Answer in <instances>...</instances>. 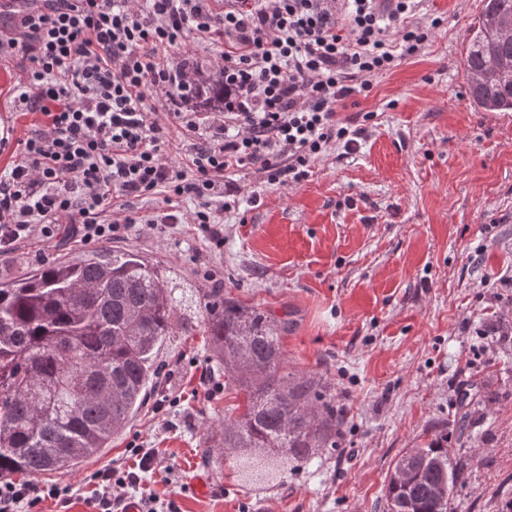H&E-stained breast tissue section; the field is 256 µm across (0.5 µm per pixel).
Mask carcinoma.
<instances>
[{
    "label": "carcinoma",
    "instance_id": "obj_1",
    "mask_svg": "<svg viewBox=\"0 0 512 512\" xmlns=\"http://www.w3.org/2000/svg\"><path fill=\"white\" fill-rule=\"evenodd\" d=\"M512 15V0H483L469 28L464 66L483 79L469 87L475 106L512 112V78L499 63L512 42L489 27ZM207 336L224 387L245 396L244 410L224 414V430L204 446L264 448L306 462L315 448L336 449L342 432L328 421L342 413L328 384L285 371L278 327L223 289L191 293L133 251L48 264L0 288V479L68 469L118 435L144 404L160 370L158 352L172 336ZM459 404V434L472 422L468 392ZM448 434L405 452L389 482L390 512H448L460 470L450 467Z\"/></svg>",
    "mask_w": 512,
    "mask_h": 512
}]
</instances>
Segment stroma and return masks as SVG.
Returning a JSON list of instances; mask_svg holds the SVG:
<instances>
[{
	"label": "stroma",
	"instance_id": "obj_1",
	"mask_svg": "<svg viewBox=\"0 0 512 512\" xmlns=\"http://www.w3.org/2000/svg\"><path fill=\"white\" fill-rule=\"evenodd\" d=\"M481 9L482 0H421L408 22L429 29L422 49L371 76L338 111L363 131L354 149L329 145L306 180L264 187L256 203V176L237 172L240 206L224 216L223 253H211L192 224L147 229L144 217L166 206L160 195L131 199L136 224L113 245L185 285L217 283L288 319L286 368L323 378L342 399V448L316 449L297 466L276 454L269 475L245 479L240 462L263 449L203 447L244 399L208 394L218 370L203 337L174 336L159 361L177 405L155 410L149 394L110 448L42 475L71 486L67 506L48 500L29 512H94V473L134 466V440L154 450L157 466L131 497L171 500L179 512H388L397 459L452 429L459 392L473 385L494 397L477 404L469 435L450 443V463L464 473L449 512H500L512 498V112L480 110L468 93L464 54ZM21 72L19 59L0 61V120L14 127L0 167L34 121L12 109ZM92 250L59 229L0 257V284ZM200 476L210 482L204 497L188 491Z\"/></svg>",
	"mask_w": 512,
	"mask_h": 512
}]
</instances>
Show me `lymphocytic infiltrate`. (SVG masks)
I'll use <instances>...</instances> for the list:
<instances>
[{
  "mask_svg": "<svg viewBox=\"0 0 512 512\" xmlns=\"http://www.w3.org/2000/svg\"><path fill=\"white\" fill-rule=\"evenodd\" d=\"M0 34L1 55L28 65L13 87L20 112L40 120L0 169V256L51 239L67 225L84 243L123 238L116 199L189 198L190 213L169 209L149 226L193 224L224 247V215L238 206L232 172L256 166L263 184L308 177L335 141L353 147L338 107L368 87L367 75L416 54L427 31L408 25L416 0H37ZM400 29L390 41L389 29ZM220 41L224 109L197 112L199 69L174 48ZM190 139L184 161H169L174 135ZM129 449L135 468L96 473V512H119L121 496L154 468L151 450ZM58 484L0 481V512L51 499Z\"/></svg>",
  "mask_w": 512,
  "mask_h": 512,
  "instance_id": "obj_1",
  "label": "lymphocytic infiltrate"
}]
</instances>
